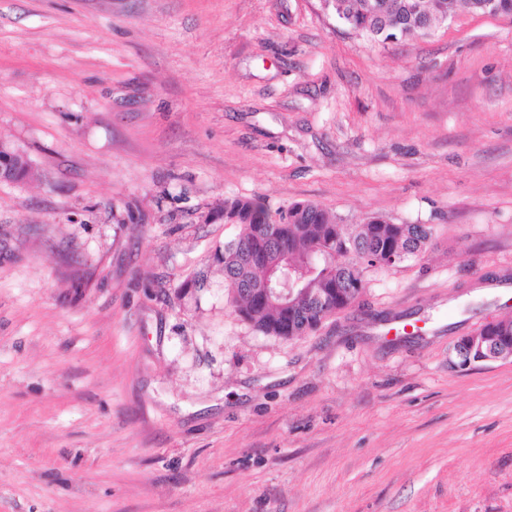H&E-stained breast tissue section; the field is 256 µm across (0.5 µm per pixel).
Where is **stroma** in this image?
Here are the masks:
<instances>
[{"label": "stroma", "mask_w": 512, "mask_h": 512, "mask_svg": "<svg viewBox=\"0 0 512 512\" xmlns=\"http://www.w3.org/2000/svg\"><path fill=\"white\" fill-rule=\"evenodd\" d=\"M0 141L33 170L0 182V512H512V360L452 364L512 317V17L0 0ZM234 198L432 236L285 340L211 263ZM452 1L331 0L329 9L351 31L384 42L383 30L395 33L400 40L429 35L433 24L448 18Z\"/></svg>", "instance_id": "35a3bbf8"}]
</instances>
